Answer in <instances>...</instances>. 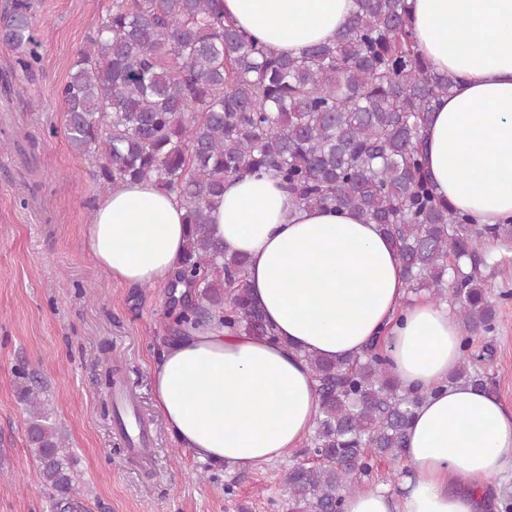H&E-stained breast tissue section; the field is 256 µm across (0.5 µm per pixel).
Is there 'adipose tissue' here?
Segmentation results:
<instances>
[{"mask_svg":"<svg viewBox=\"0 0 512 512\" xmlns=\"http://www.w3.org/2000/svg\"><path fill=\"white\" fill-rule=\"evenodd\" d=\"M417 48L457 82L424 131L436 195L478 224L512 219V0H408ZM353 0H224V13L272 52L332 41ZM226 255L247 260L246 286L277 339L212 322L166 342L150 369L172 439L200 462L249 470L308 437L319 397L308 356L339 361L372 341L391 371L428 392L408 430L400 493L372 485L343 512H490V480L512 471V407L450 378L461 329L447 303L409 299L396 251L355 212L298 206L268 173L229 177L211 213ZM186 209L153 182L99 199L83 231L94 263L131 286L171 280Z\"/></svg>","mask_w":512,"mask_h":512,"instance_id":"adipose-tissue-1","label":"adipose tissue"}]
</instances>
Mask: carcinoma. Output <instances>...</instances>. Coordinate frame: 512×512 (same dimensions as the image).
<instances>
[{"label": "carcinoma", "instance_id": "carcinoma-1", "mask_svg": "<svg viewBox=\"0 0 512 512\" xmlns=\"http://www.w3.org/2000/svg\"><path fill=\"white\" fill-rule=\"evenodd\" d=\"M355 4L333 42L291 57L224 20L223 0H112L58 88L67 142L94 162L101 191L152 181L184 203L187 241L163 289L194 297L168 309L174 331L217 317L278 340L250 300L245 258L224 254L210 219L225 178L270 172L299 206L350 209L381 226L409 289L452 298L464 333L452 382L489 392L492 377L469 350L473 335L496 328L492 249H512V221L474 224L435 196L421 132L456 77L417 51L407 0ZM35 20V0H5L0 11V40L26 77L40 64ZM307 360L320 398L306 443L316 464L285 480L297 512H342L343 495L365 484L375 461H403L427 394L404 388L375 342L343 361ZM17 378L51 512H81L65 434L40 408L38 378Z\"/></svg>", "mask_w": 512, "mask_h": 512}]
</instances>
